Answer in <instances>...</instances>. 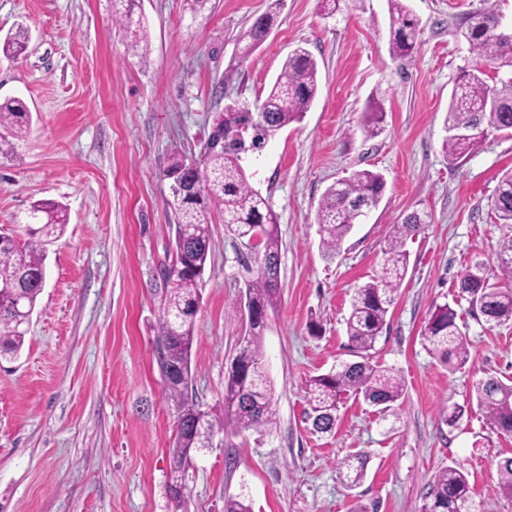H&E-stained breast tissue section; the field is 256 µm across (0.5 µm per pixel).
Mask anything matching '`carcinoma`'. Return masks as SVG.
Returning <instances> with one entry per match:
<instances>
[{"mask_svg":"<svg viewBox=\"0 0 512 512\" xmlns=\"http://www.w3.org/2000/svg\"><path fill=\"white\" fill-rule=\"evenodd\" d=\"M137 0H121L119 22L129 34L128 51L146 63L150 41L142 20L135 17ZM390 17L389 51L394 58H407L416 48L420 22L408 0H387ZM281 0H272L269 10L258 16L243 34L241 58L258 49L273 27ZM461 36L476 54L490 61L497 70L512 72V38H507L502 17L492 7L471 14L461 27ZM29 31L20 26L0 40V52L16 58L27 48ZM318 90V64L310 52L296 47L282 64L271 89L252 112L231 104L213 121L207 135L210 146L198 161H187L175 153L163 176L182 177L200 187V194L172 196L175 250L172 260L161 269L163 310L156 336L157 365L166 388L167 400L176 411V430L169 449L173 483L169 496L173 512H184L186 489L182 483L195 451L209 445L224 432V423L237 428L269 429L275 424L272 391L261 371V341L266 330L263 316L275 308L280 286V240L278 217L269 198L249 182L242 165L244 157L261 151L281 129L299 122L313 104ZM500 101L494 115L486 114L490 96ZM384 112L374 103L366 112L364 132L375 136L381 131ZM32 116L23 101H0V154L13 149V140L25 138ZM512 130V78L501 87L488 84L485 73L474 68L460 73L451 93L445 117L446 136L442 149L448 160L468 154L490 130ZM382 174L360 170L331 186L323 196L319 211L322 243L329 255L340 249L343 238L356 223L358 208L383 197ZM499 220L512 224V170L503 173L492 199ZM221 213L224 227L238 239L259 234L255 259L262 268L245 282L244 298L260 313L252 322L231 371L224 380V412L212 414L200 408L189 394L192 383L190 361L194 341L193 320L200 299V287L211 255V213ZM27 239L20 241L9 233L0 237V357L14 356L22 349L30 316L45 287L46 246L60 237L67 224V210L57 201L39 200L31 205ZM426 221L411 214L395 224L388 236L382 272L355 291L346 332L359 360L309 380V412L313 431L330 434L339 419V404L348 395L372 406L388 408L404 396L401 379L389 369L370 361L369 351L387 326V315L394 293L407 271V239L419 234ZM460 293L467 297L471 311L489 324L512 320V237L497 252L496 269L482 263L468 267L460 276ZM457 313L449 305H439L424 327L423 338L440 361L450 368L469 360L466 335L456 322ZM476 403L491 425L512 434V383L490 377L476 385ZM346 464V485L354 488L365 475L362 454ZM499 484L512 497V457L499 462ZM470 485L460 465L449 466L435 477L424 497L421 512H472Z\"/></svg>","mask_w":512,"mask_h":512,"instance_id":"obj_1","label":"carcinoma"}]
</instances>
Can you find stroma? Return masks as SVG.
Segmentation results:
<instances>
[{
  "instance_id": "35a3bbf8",
  "label": "stroma",
  "mask_w": 512,
  "mask_h": 512,
  "mask_svg": "<svg viewBox=\"0 0 512 512\" xmlns=\"http://www.w3.org/2000/svg\"><path fill=\"white\" fill-rule=\"evenodd\" d=\"M409 4L420 27L403 61L389 53L387 0H284L266 41L243 59L239 38L269 0H216L193 19L182 0H141L144 64L127 51L113 0H0V37L20 25L30 36L24 55H0V100H22L33 119L30 136L0 158V228L25 238L42 199L69 215L48 247L24 346L0 360V512H170L175 413L155 349L174 220L163 171L175 150L199 160L214 115L264 97L299 45L318 62V95L300 122L243 162L279 224V301L261 360L276 423L216 435L185 477L186 510L224 512L225 498L242 494L253 512H421L436 474L460 465L477 512H512L498 472L512 435L493 428L474 398L481 379L512 378V323L475 317L458 289L467 266H495L512 236L491 209L512 168V132H490L454 162L442 149L459 72L480 68L492 83L501 74L459 35L483 0ZM375 100L385 118L369 137L362 126ZM362 169L383 174V198L326 255L322 197ZM413 213L426 226L405 242L408 270L372 352L401 377L405 396L384 411L348 400L334 434L312 432L307 384L354 361L352 297L380 274L392 225ZM211 236L191 372L193 396L217 413L245 330L239 299L251 253L220 216ZM444 303L470 344L469 362L453 372L422 338ZM447 407L462 410L455 425L443 420ZM359 452L366 475L350 489L339 466Z\"/></svg>"
}]
</instances>
